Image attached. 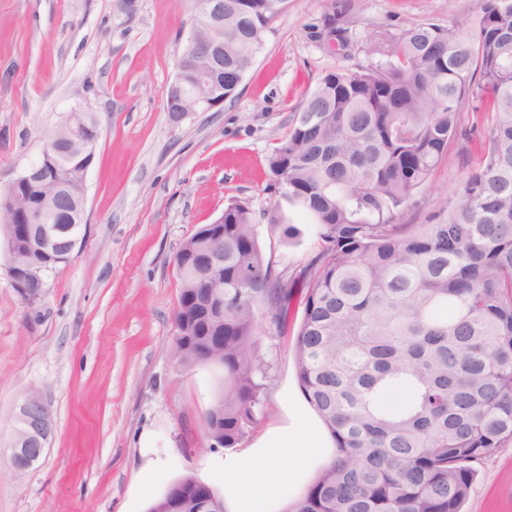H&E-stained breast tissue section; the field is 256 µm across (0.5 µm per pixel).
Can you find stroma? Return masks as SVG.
<instances>
[{"instance_id":"stroma-1","label":"stroma","mask_w":512,"mask_h":512,"mask_svg":"<svg viewBox=\"0 0 512 512\" xmlns=\"http://www.w3.org/2000/svg\"><path fill=\"white\" fill-rule=\"evenodd\" d=\"M347 52L313 38L325 0H288L236 96L179 125L164 107L194 19L192 0H0V188L38 161L75 106L101 128L86 177V235L27 304L0 248V432L37 391L53 431L41 462L0 466V512H147L194 475L224 488L227 449L210 447L203 419L222 374L172 355L179 285L173 256L232 200L272 206L266 158L305 92L326 71L367 64L373 31L423 23L465 29L474 0H345ZM477 141L451 146L428 185L400 212L426 224L479 160ZM285 224L256 226L276 270L315 252L313 224L285 208ZM296 229L284 233L285 225ZM293 336H265L268 394L243 441L313 418L298 386ZM465 512H512V447L478 467Z\"/></svg>"}]
</instances>
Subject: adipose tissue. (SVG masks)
Returning <instances> with one entry per match:
<instances>
[{
    "mask_svg": "<svg viewBox=\"0 0 512 512\" xmlns=\"http://www.w3.org/2000/svg\"><path fill=\"white\" fill-rule=\"evenodd\" d=\"M299 449L302 463L280 467V453ZM333 448L316 423L295 422L263 435L256 447L224 460V503L229 512H274L305 476L306 461L332 459Z\"/></svg>",
    "mask_w": 512,
    "mask_h": 512,
    "instance_id": "ef3b65f1",
    "label": "adipose tissue"
}]
</instances>
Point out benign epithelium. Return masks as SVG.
<instances>
[{"label":"benign epithelium","instance_id":"obj_1","mask_svg":"<svg viewBox=\"0 0 512 512\" xmlns=\"http://www.w3.org/2000/svg\"><path fill=\"white\" fill-rule=\"evenodd\" d=\"M202 21L212 23L216 29L215 37L209 42L202 43L196 38L197 25ZM223 27V0H199L198 13L188 36L190 49L199 62V66L196 67V81L199 85L208 83L211 69L220 65L224 45ZM173 88L177 89L178 94L176 115L172 118V122L176 125L195 112H209L224 104L218 88L206 96L196 91L187 93L178 77L173 82ZM66 126L67 136L51 142L52 153H42L43 159L52 160L55 168L54 176H47L42 165L34 164L0 190V207L7 209L12 205L18 182L23 180L29 185L28 206L24 212V219L28 224L41 225L42 243L39 250L42 252L72 253L76 250L77 241H79V238L72 233V227L66 224L44 223L47 216L55 213L66 216L74 223L81 224L84 221L85 180L88 169H83L79 179L80 214L76 216L68 210L71 197L61 193L65 188L61 179L68 177L71 168L79 164L83 158L95 156L99 121L94 114L79 105L67 115ZM221 244L222 233L219 232L213 239L211 251L201 255L196 266L200 282H207L214 262L213 254L220 250ZM49 271H51L49 266L26 268L24 279L20 284V289L26 297L34 302L41 298ZM14 421L16 433L6 459L10 468L24 471L33 468L42 459L46 450V440L52 433V418L42 396L30 392L19 402Z\"/></svg>","mask_w":512,"mask_h":512}]
</instances>
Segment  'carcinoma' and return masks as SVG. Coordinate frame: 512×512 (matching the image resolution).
Wrapping results in <instances>:
<instances>
[{
  "instance_id": "cac0c4a2",
  "label": "carcinoma",
  "mask_w": 512,
  "mask_h": 512,
  "mask_svg": "<svg viewBox=\"0 0 512 512\" xmlns=\"http://www.w3.org/2000/svg\"><path fill=\"white\" fill-rule=\"evenodd\" d=\"M285 0H224V72L249 69ZM315 37L346 41L338 0ZM373 62L325 73L267 157L271 188L316 225L318 250L276 271L256 224L280 204L224 207V248L198 285L191 259L217 231L201 225L178 250L174 359L224 372L206 438L235 448L263 403V336L294 339L299 387L334 441L288 512H462L475 464L512 445V0H475L473 32L420 24L375 31ZM482 130L481 156L429 224H399L449 146ZM35 225L0 217L21 266ZM224 294V310L214 295ZM225 512L193 475L149 512Z\"/></svg>"
}]
</instances>
